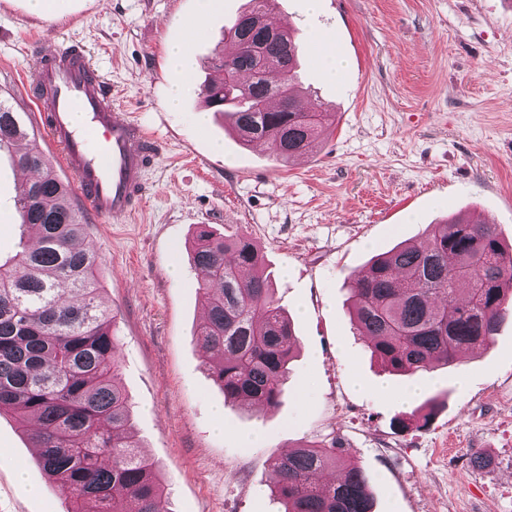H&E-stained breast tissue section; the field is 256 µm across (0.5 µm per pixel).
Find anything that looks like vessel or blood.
I'll return each mask as SVG.
<instances>
[{
    "mask_svg": "<svg viewBox=\"0 0 512 512\" xmlns=\"http://www.w3.org/2000/svg\"><path fill=\"white\" fill-rule=\"evenodd\" d=\"M35 119L45 130L75 191L91 215L122 222L137 212L145 172L163 142L112 102V85L87 51L45 34L30 48Z\"/></svg>",
    "mask_w": 512,
    "mask_h": 512,
    "instance_id": "1",
    "label": "vessel or blood"
}]
</instances>
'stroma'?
<instances>
[{
    "label": "stroma",
    "instance_id": "1",
    "mask_svg": "<svg viewBox=\"0 0 512 512\" xmlns=\"http://www.w3.org/2000/svg\"><path fill=\"white\" fill-rule=\"evenodd\" d=\"M297 29L305 105L336 115L306 158L245 147L203 111L199 93L167 104L168 49L198 0H59L48 15L0 0V96L28 111L23 86L42 26L79 44L121 109L160 137L143 208L121 224L88 217L102 300L117 314L121 382L143 452L171 512H283L271 459L335 445L369 477L375 512H512V323L455 364L409 377L370 356L350 321L348 278L369 259L458 212L512 244V0H271ZM247 0H218L193 50L194 83L225 47ZM347 67L327 81L309 59L317 35ZM261 248L299 340L280 403L228 404L192 340L204 308L188 247L198 225ZM438 406L430 422L400 419ZM223 419H216V408ZM484 468H475L473 453ZM31 443L0 413V512H64Z\"/></svg>",
    "mask_w": 512,
    "mask_h": 512
}]
</instances>
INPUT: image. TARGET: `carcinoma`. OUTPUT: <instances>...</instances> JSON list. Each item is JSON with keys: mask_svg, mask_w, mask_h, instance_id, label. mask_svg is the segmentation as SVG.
Instances as JSON below:
<instances>
[{"mask_svg": "<svg viewBox=\"0 0 512 512\" xmlns=\"http://www.w3.org/2000/svg\"><path fill=\"white\" fill-rule=\"evenodd\" d=\"M228 30L234 51L212 59L201 85L206 105L228 118L248 145L262 140L276 159L309 152L334 113L309 111L297 89L295 41L270 33L268 0ZM283 67L275 87L261 60ZM231 67L239 86L224 83ZM280 109H269L271 97ZM38 179L14 198L33 237L0 258V411L9 409L38 448V464L68 494L67 512H170L158 464L137 438L130 398L120 382L116 314L100 300L98 256L77 247L86 229L71 189L39 151L24 116L0 99V153ZM205 272L204 317L194 340L227 403L271 408L293 358V321L274 296L255 243L215 233L207 224L189 248ZM352 319L384 370L415 375L459 351L489 347L512 317V247L495 225L458 214L428 227L421 244L374 255L349 277ZM336 445L303 446L274 459L275 492L284 512H373L368 477L355 463L339 480Z\"/></svg>", "mask_w": 512, "mask_h": 512, "instance_id": "obj_1", "label": "carcinoma"}]
</instances>
